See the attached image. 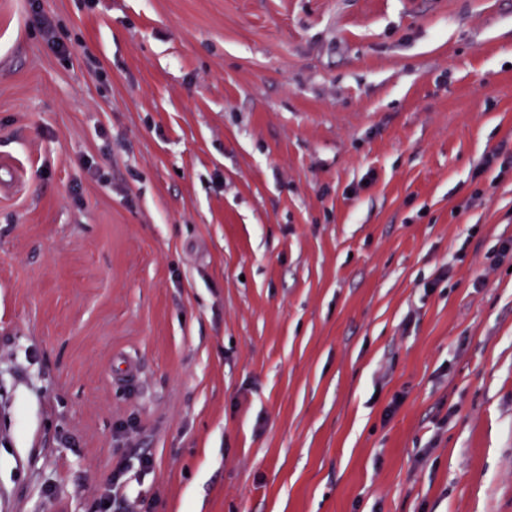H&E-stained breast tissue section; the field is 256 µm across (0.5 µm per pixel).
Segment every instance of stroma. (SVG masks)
<instances>
[{
    "instance_id": "1",
    "label": "stroma",
    "mask_w": 512,
    "mask_h": 512,
    "mask_svg": "<svg viewBox=\"0 0 512 512\" xmlns=\"http://www.w3.org/2000/svg\"><path fill=\"white\" fill-rule=\"evenodd\" d=\"M40 3L0 512H512V0ZM31 1V11L33 19L41 26L46 37L50 48L57 54L65 55L67 53L66 46L58 41L54 35V30L51 23L41 14V7L39 0ZM126 496L124 483L121 481V470L112 474V480L104 488L96 505V512H112L113 504L122 502ZM109 503V507L105 504Z\"/></svg>"
}]
</instances>
